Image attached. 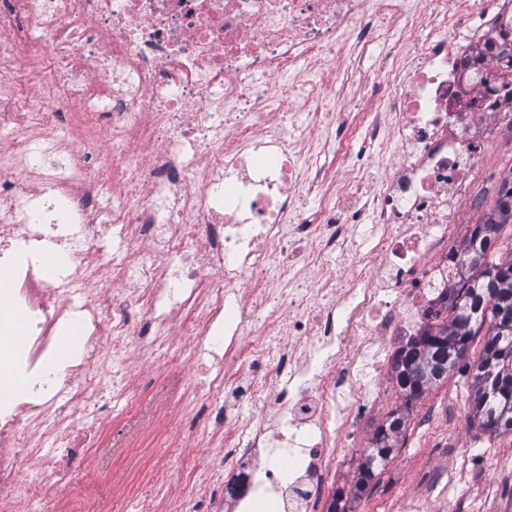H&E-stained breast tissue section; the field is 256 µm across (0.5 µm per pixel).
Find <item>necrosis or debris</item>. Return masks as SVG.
Here are the masks:
<instances>
[{
	"label": "necrosis or debris",
	"mask_w": 512,
	"mask_h": 512,
	"mask_svg": "<svg viewBox=\"0 0 512 512\" xmlns=\"http://www.w3.org/2000/svg\"><path fill=\"white\" fill-rule=\"evenodd\" d=\"M484 2L0 0V263L13 271L0 326L24 335L20 393L0 410V512L42 500L43 477L68 483L101 443L104 357L128 369L141 338L163 364L169 337L191 330L196 358L212 359L204 439L228 450L213 470L221 512H318L336 458L364 446L397 350L447 304L483 161L512 140V57L494 43L512 0ZM32 69L44 82L25 95ZM49 101L85 112L83 129L53 135ZM67 214L77 231L58 258L71 272L51 282L42 254ZM368 217L365 253L352 227ZM115 225L107 303L87 291L83 252ZM74 319L87 334L61 366ZM27 452L42 467L23 483Z\"/></svg>",
	"instance_id": "obj_1"
}]
</instances>
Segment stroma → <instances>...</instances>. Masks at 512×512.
I'll use <instances>...</instances> for the list:
<instances>
[{
    "instance_id": "35a3bbf8",
    "label": "stroma",
    "mask_w": 512,
    "mask_h": 512,
    "mask_svg": "<svg viewBox=\"0 0 512 512\" xmlns=\"http://www.w3.org/2000/svg\"><path fill=\"white\" fill-rule=\"evenodd\" d=\"M131 384L141 397L124 414H105L100 448L73 465L68 484H49L57 500H80L86 512L112 496V512H213L224 487L209 497L190 495L168 474L181 462L209 471L223 451L204 447L203 413L188 412L175 397L173 383L196 385L201 373L183 363L166 372L137 355ZM471 378L458 365L448 380L408 406L409 427L386 469L357 498L352 512H438L449 500L460 512H512V433L491 434L470 419ZM491 456V467L476 459Z\"/></svg>"
}]
</instances>
